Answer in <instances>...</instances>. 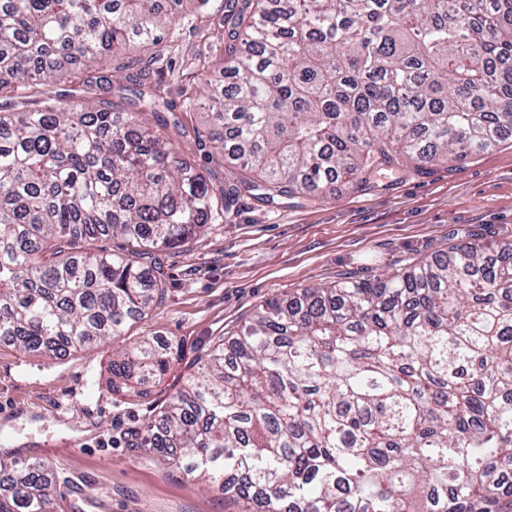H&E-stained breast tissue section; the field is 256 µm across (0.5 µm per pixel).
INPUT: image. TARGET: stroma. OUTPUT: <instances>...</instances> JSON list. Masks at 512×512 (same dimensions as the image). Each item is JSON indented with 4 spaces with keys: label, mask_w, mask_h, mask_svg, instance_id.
<instances>
[{
    "label": "stroma",
    "mask_w": 512,
    "mask_h": 512,
    "mask_svg": "<svg viewBox=\"0 0 512 512\" xmlns=\"http://www.w3.org/2000/svg\"><path fill=\"white\" fill-rule=\"evenodd\" d=\"M198 92L187 73L171 93L182 153L218 191L234 174L202 110L183 108ZM510 238L512 142L419 171H388L374 186L340 182L331 198L265 207L242 197L200 238L154 253L167 288L147 323L57 359L0 347V455L48 464L64 512H240L202 479L127 447L131 428L152 418L218 340L267 301L400 272L455 244ZM148 328L183 340V359L142 397L113 394V351Z\"/></svg>",
    "instance_id": "obj_1"
}]
</instances>
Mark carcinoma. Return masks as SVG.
Returning <instances> with one entry per match:
<instances>
[{
  "label": "carcinoma",
  "mask_w": 512,
  "mask_h": 512,
  "mask_svg": "<svg viewBox=\"0 0 512 512\" xmlns=\"http://www.w3.org/2000/svg\"><path fill=\"white\" fill-rule=\"evenodd\" d=\"M224 162L177 159L167 88L183 32ZM129 52L136 71L112 72ZM77 65L78 88L56 58ZM131 92L135 109L124 101ZM0 346L48 357L124 335L164 293L149 258L224 218L512 138V0H0ZM119 238L122 251L96 243ZM182 344L112 354V392L162 381ZM131 431L241 512H512V241L303 288L254 311ZM55 476L0 456V512H56ZM209 32L210 30L208 31L202 27L200 32L195 36L191 38L186 37V39H182L178 42L179 49L176 50V52H172L170 55L173 58V64L176 62L177 69L180 66L181 71L185 69V65L182 66V60H189L192 56L197 54L202 55V60L205 59L207 65L217 60L216 54H219V52H216V49L213 48Z\"/></svg>",
  "instance_id": "carcinoma-1"
}]
</instances>
